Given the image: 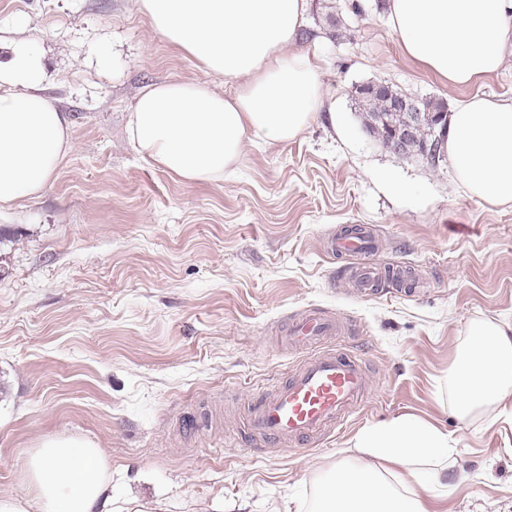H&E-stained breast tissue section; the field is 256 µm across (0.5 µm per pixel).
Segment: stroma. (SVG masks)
<instances>
[{"label":"stroma","instance_id":"35a3bbf8","mask_svg":"<svg viewBox=\"0 0 512 512\" xmlns=\"http://www.w3.org/2000/svg\"><path fill=\"white\" fill-rule=\"evenodd\" d=\"M352 1L307 0L294 48L319 54L325 98L306 132L247 146L235 178L188 183L133 149L127 116L151 84L226 94L235 80L163 41L136 0H0V29L40 48L44 94L74 141L38 199L0 210V495H24L41 439L72 435L103 449L118 499L305 505L362 428L415 415L457 440L469 475L429 512H512V416L461 423L440 388L472 320H512V204L468 198L450 162L394 155L355 106L356 87L377 80L450 107L477 93L512 102V55L450 86L404 54L374 0L359 15ZM350 224L379 235L373 264L412 269L410 290L357 297L337 280L324 242ZM316 307L350 320L342 342L367 365V394L312 447L252 450L226 410L303 359L279 334Z\"/></svg>","mask_w":512,"mask_h":512}]
</instances>
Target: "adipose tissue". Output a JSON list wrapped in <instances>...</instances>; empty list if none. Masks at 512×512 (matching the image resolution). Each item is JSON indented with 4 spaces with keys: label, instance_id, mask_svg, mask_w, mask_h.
I'll return each instance as SVG.
<instances>
[{
    "label": "adipose tissue",
    "instance_id": "adipose-tissue-1",
    "mask_svg": "<svg viewBox=\"0 0 512 512\" xmlns=\"http://www.w3.org/2000/svg\"><path fill=\"white\" fill-rule=\"evenodd\" d=\"M164 41L209 73L237 80L222 95L198 81L143 88L129 113L132 147L188 182H221L247 144L297 138L320 111L317 58L293 51L306 0H136ZM403 52L449 85L500 69L512 43V0H389ZM0 62V209L39 196L72 152L71 123L43 94L41 55L9 42ZM469 198L512 204V103L474 95L448 120L443 146ZM448 371L454 413L505 415L512 406V322L473 320ZM355 457L323 474L310 512H428L418 488L442 486L457 464L447 432L405 415L368 426ZM26 493L0 497V512H112V469L90 440L54 436L25 461Z\"/></svg>",
    "mask_w": 512,
    "mask_h": 512
}]
</instances>
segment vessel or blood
I'll use <instances>...</instances> for the list:
<instances>
[{
	"mask_svg": "<svg viewBox=\"0 0 512 512\" xmlns=\"http://www.w3.org/2000/svg\"><path fill=\"white\" fill-rule=\"evenodd\" d=\"M379 241L370 228H340L329 240L336 257L359 258L355 273L361 287L376 288L394 276L393 268L367 263ZM338 318L313 308L289 318L284 341L308 355L278 382L272 392L253 398L244 408L243 439L254 449L307 447L341 424L368 390L363 359L338 344Z\"/></svg>",
	"mask_w": 512,
	"mask_h": 512,
	"instance_id": "1",
	"label": "vessel or blood"
}]
</instances>
